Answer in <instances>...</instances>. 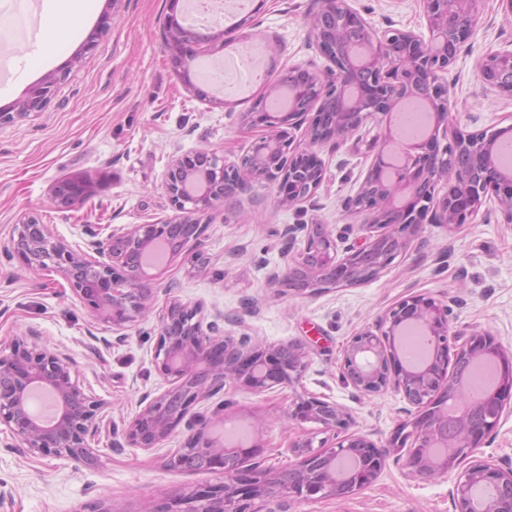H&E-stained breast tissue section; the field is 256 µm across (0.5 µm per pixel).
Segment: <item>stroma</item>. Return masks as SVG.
<instances>
[{
	"label": "stroma",
	"instance_id": "35a3bbf8",
	"mask_svg": "<svg viewBox=\"0 0 512 512\" xmlns=\"http://www.w3.org/2000/svg\"><path fill=\"white\" fill-rule=\"evenodd\" d=\"M377 30L427 35L420 0H348ZM320 0H250L243 18L214 20L223 38L187 44L196 61H220L228 44L263 40L278 59L267 83L234 100L222 90L199 97L172 61L162 26L168 0H90L81 31L59 43L49 58L27 57L35 47H0L8 68L0 78V111H15L31 88L63 71L40 112L0 125V349L20 336L68 354L85 393L104 405L106 427L91 441L96 461L84 466L19 446L0 431V512H151L178 490L222 482L219 474L175 470L168 459L190 430L180 425L159 447L130 445L125 431L136 414L170 386L159 373L154 351L159 316L177 300L201 308L203 322L220 331L247 335L270 346L294 342L306 353L299 382L262 393L237 384L195 404V419L211 436L244 432L264 447L254 463L281 469L297 461L295 442H320L325 433L312 422L292 421L289 407L302 395L327 398L352 417V429L378 446L418 414L394 388L372 395L344 383L340 363L346 342L375 324L404 298L422 294L449 307L452 330L488 331L512 353V224L494 198L465 223L424 224L377 278L353 285L299 292L270 281L290 256L281 232L288 224H324L333 236L359 242L360 215L346 203L369 168L372 141L392 130L378 116L360 140L321 145L326 178L310 200L286 207L275 186L248 182L231 204L217 203L199 240L156 271L150 310L121 330L98 318L59 272L29 271L9 251L15 224L28 215L48 224L58 239L77 246L84 226L108 235L125 224L166 219L174 209L162 182L173 156L213 153L235 160L264 128L250 115L273 82L301 67L320 74L330 63L320 52L311 21ZM96 42H89L91 32ZM512 50V10L505 0H482L479 19L442 75L448 88L450 122L465 133L512 127V99L482 88L478 64L487 54ZM104 178L98 195L58 208L53 184L74 174ZM207 259L192 267L193 253ZM475 458L512 465V410L474 453ZM450 480L409 475L387 459L370 485L349 497L289 501L288 512H455Z\"/></svg>",
	"mask_w": 512,
	"mask_h": 512
}]
</instances>
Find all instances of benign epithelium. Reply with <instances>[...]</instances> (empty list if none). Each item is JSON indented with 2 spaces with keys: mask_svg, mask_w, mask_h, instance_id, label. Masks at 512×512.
I'll use <instances>...</instances> for the list:
<instances>
[{
  "mask_svg": "<svg viewBox=\"0 0 512 512\" xmlns=\"http://www.w3.org/2000/svg\"><path fill=\"white\" fill-rule=\"evenodd\" d=\"M427 19L429 40L412 31L379 32L346 0H321L312 32L321 53L332 64L336 78L324 80L305 69L293 68L299 80L297 93L309 102L306 110L285 113L260 112L266 133L252 143L235 161L210 156V166L201 173L193 167L195 156L174 158L165 174V190L177 211L154 224H129L104 240L86 230V249H73L56 238L48 225L27 216L15 225L11 251L28 269L53 268L62 273L75 295L115 330L135 321L147 307L152 289L126 273L133 251H141L167 235L174 224H187L197 239L204 226L200 217L217 202L233 197L245 187V177L264 179L277 185L279 202L293 207L314 194L326 176V168L314 148L326 142L354 137L366 122L389 112L406 97L427 93L435 115L432 134L402 149L398 181H379L384 165L378 150L348 209L365 216L367 232L360 245L338 249L330 232L325 236L330 250L326 268L335 272L338 286L355 284L350 261L372 252L376 243L391 237L405 245L404 233L419 224H459L480 210L492 193L499 209L512 223V177H503L491 164V152L500 132L448 135V88L440 73L456 58L459 45L470 35L478 18L480 0H420ZM170 13L163 24L165 41L176 65H183L181 47L201 39L179 18V0H169ZM337 17L343 30H329L323 20ZM484 87L512 99V50L486 56L478 67ZM62 76L52 73L44 83L22 100L16 114L0 113V124L15 116L43 111L52 88ZM352 96L354 121L338 120L329 126L316 103ZM305 147L292 146L278 128L284 122L300 126L309 113ZM467 152L483 166L480 176L450 164L452 155ZM309 178L308 193L296 190V174ZM446 191L435 198L436 187ZM99 184L81 174L57 182L54 201L69 208L98 192ZM316 225L288 224L282 236L293 248L297 233H305L310 245ZM199 309L176 300L160 316L161 332L155 349L158 369L171 387L140 410L127 430L129 444L144 449L158 447L190 413L192 406L212 397L228 383H242L261 393L275 385H291L306 367L301 345L277 347L252 342L248 336L214 337L216 323L202 325ZM410 324H417L431 336L434 355L430 363L413 368L398 356L395 337ZM450 332L448 306L421 295L409 296L393 306L374 326L354 334L344 349L342 378L363 394H376L393 387L413 405L423 409L407 432L400 427L387 447L380 448L363 434L347 433L351 416L338 404L308 396L296 401L289 418L310 421L333 432V441L303 456L286 469L272 471L246 467L243 458L258 448L217 446L201 425L185 439L182 448L169 458L167 466L180 468L181 458L203 457L201 471L218 473L224 481L200 486L188 494L177 493L150 512H247L256 498L309 499L348 497L371 484L388 457L405 458L409 474L421 479L455 476L451 496L455 512H512V466L501 467L488 460H475L473 453L492 432L504 409L512 403V357L492 333L474 331L463 341ZM497 360L502 374L496 388L483 400L471 404L463 387L447 375L448 364ZM74 361L67 355L28 340L17 338L9 351L0 350V422L13 438L31 452H49L60 458L90 465L95 461L89 439L100 429L104 405L88 395L72 377ZM51 395L55 417L41 424L26 410V402L37 393ZM356 458L360 467L352 483L342 482L335 465Z\"/></svg>",
  "mask_w": 512,
  "mask_h": 512,
  "instance_id": "7a95c632",
  "label": "benign epithelium"
}]
</instances>
